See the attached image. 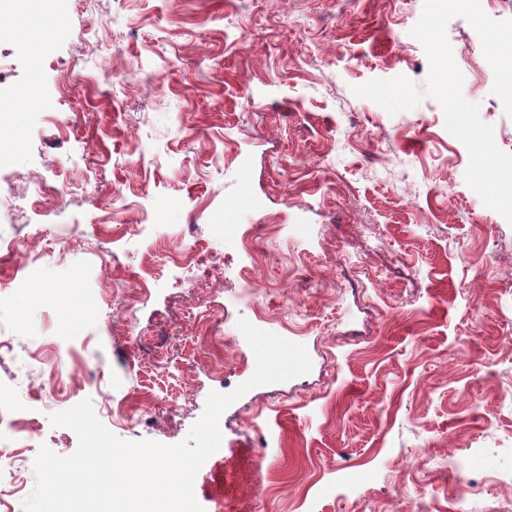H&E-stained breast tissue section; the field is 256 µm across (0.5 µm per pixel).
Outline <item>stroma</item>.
Instances as JSON below:
<instances>
[{"instance_id":"1","label":"stroma","mask_w":512,"mask_h":512,"mask_svg":"<svg viewBox=\"0 0 512 512\" xmlns=\"http://www.w3.org/2000/svg\"><path fill=\"white\" fill-rule=\"evenodd\" d=\"M424 0H65L0 8V241L41 257L0 277V392L38 430L35 459L78 447L52 414L91 399L127 441H184L248 350L238 318L304 345L310 373L253 388L199 470L205 512H512V224L467 185L469 154L424 97L389 115L352 89L429 62ZM25 26L29 42L9 36ZM247 28L250 39L239 37ZM463 94L512 152V118L475 29L446 28ZM55 192L30 200V183ZM276 218L267 262L240 237ZM221 258L206 285L173 256L186 225ZM303 267L305 282L291 280ZM174 336L148 357L133 340ZM73 384L39 391L44 361ZM136 400L152 419L115 421ZM469 491L458 495V482Z\"/></svg>"}]
</instances>
